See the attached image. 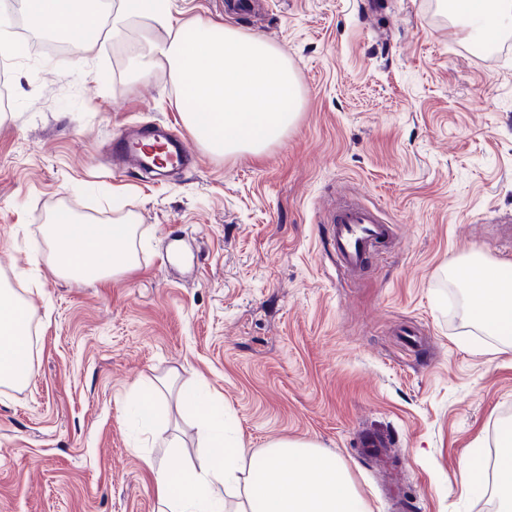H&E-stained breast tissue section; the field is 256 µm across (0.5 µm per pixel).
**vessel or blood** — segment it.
<instances>
[{
	"label": "vessel or blood",
	"mask_w": 512,
	"mask_h": 512,
	"mask_svg": "<svg viewBox=\"0 0 512 512\" xmlns=\"http://www.w3.org/2000/svg\"><path fill=\"white\" fill-rule=\"evenodd\" d=\"M162 139L179 165H190L193 155L188 144L169 128L153 126L133 136L121 134L112 140V160L115 170L137 163V144L147 139ZM333 254L336 264L351 275L363 272L371 255L391 244L394 229L387 224L377 209L362 205L356 199L344 198L337 202L331 218Z\"/></svg>",
	"instance_id": "vessel-or-blood-1"
}]
</instances>
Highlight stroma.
I'll use <instances>...</instances> for the list:
<instances>
[{
	"label": "stroma",
	"mask_w": 512,
	"mask_h": 512,
	"mask_svg": "<svg viewBox=\"0 0 512 512\" xmlns=\"http://www.w3.org/2000/svg\"><path fill=\"white\" fill-rule=\"evenodd\" d=\"M174 18L259 34L288 57L299 115L264 152L163 174L112 169L133 124L189 130L169 72L127 80L164 25L77 40L0 65V281L32 308L33 374L0 385V512H158L153 468L192 467L199 417L135 388L170 374L220 407L246 457L305 441L347 467L368 512H499L464 490L468 455L512 423V350L465 310L467 255L512 272V52L479 54L441 0H171ZM352 192L396 230L356 278L340 272L329 209ZM133 216L137 268L83 284L46 264L58 208ZM417 346H408L403 329ZM390 436L383 460L360 433ZM177 376H170L158 381L153 385L152 391L147 389H138L136 392L137 406L141 407L143 417L146 419L150 416L151 411L155 408V399L164 395L166 391L169 393L175 387Z\"/></svg>",
	"instance_id": "35a3bbf8"
}]
</instances>
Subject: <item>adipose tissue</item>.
Returning a JSON list of instances; mask_svg holds the SVG:
<instances>
[{
  "label": "adipose tissue",
  "instance_id": "adipose-tissue-1",
  "mask_svg": "<svg viewBox=\"0 0 512 512\" xmlns=\"http://www.w3.org/2000/svg\"><path fill=\"white\" fill-rule=\"evenodd\" d=\"M169 0H21L27 20L45 32L81 37L111 28L120 36L141 16L169 20ZM449 14L469 33L512 23V0H446ZM166 38L147 45L140 78L168 70L181 88L187 128L207 151L261 153L296 121L300 92L287 55L257 35L209 20L170 22ZM135 227L122 217L110 224L80 221L67 210L53 217L47 262L54 273L96 283L135 269L130 250ZM472 321L492 335L512 336V279L482 269L468 291ZM27 304L0 289V384L14 386L16 368L30 362ZM200 442L208 450L200 466L161 468L155 489L160 512H366L348 471L335 456L306 442L279 441L258 458H245L229 438L224 419L206 412Z\"/></svg>",
  "mask_w": 512,
  "mask_h": 512
}]
</instances>
